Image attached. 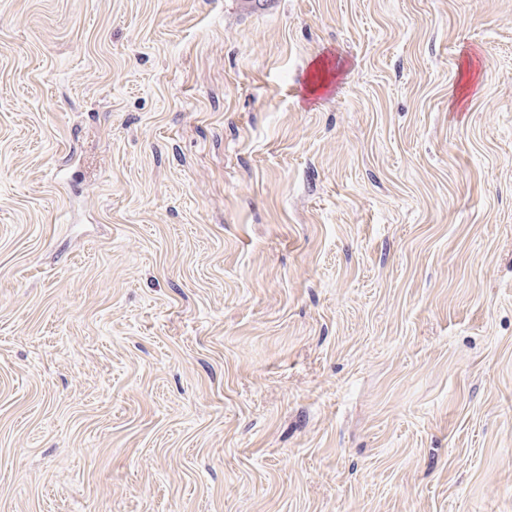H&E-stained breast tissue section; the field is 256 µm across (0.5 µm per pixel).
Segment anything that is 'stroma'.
<instances>
[{
	"mask_svg": "<svg viewBox=\"0 0 512 512\" xmlns=\"http://www.w3.org/2000/svg\"><path fill=\"white\" fill-rule=\"evenodd\" d=\"M0 512H512V0H0Z\"/></svg>",
	"mask_w": 512,
	"mask_h": 512,
	"instance_id": "1",
	"label": "stroma"
}]
</instances>
